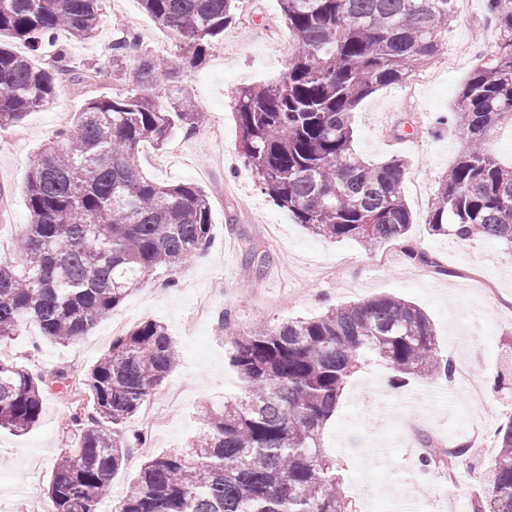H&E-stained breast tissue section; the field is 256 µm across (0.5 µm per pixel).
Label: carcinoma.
Returning <instances> with one entry per match:
<instances>
[{
  "instance_id": "obj_1",
  "label": "carcinoma",
  "mask_w": 512,
  "mask_h": 512,
  "mask_svg": "<svg viewBox=\"0 0 512 512\" xmlns=\"http://www.w3.org/2000/svg\"><path fill=\"white\" fill-rule=\"evenodd\" d=\"M103 2L0 0V130L52 106L59 85L75 79L66 55L51 69L34 56L60 33L93 39ZM140 3L176 51L144 53L128 88L88 99L37 154L26 186L30 223L13 260L0 261V345L29 323L52 342L77 340L148 276L185 264L210 244L208 194L192 183L155 181L140 170L139 153L145 143L162 148L174 132L194 133L203 123L184 79L237 22L238 0ZM278 4L290 65L280 78L235 92L244 164L261 191L315 236L369 248L405 238L412 226L405 162L363 161L352 148L351 114L439 53L457 18L455 0ZM486 11L498 42L459 92L452 121L463 146L425 223L438 234L486 237L512 251V165H500L489 149L494 130L512 125V0H486ZM15 41L30 54L15 51ZM138 48L135 31L119 32L112 67ZM230 341L241 395L204 416V430L187 450L147 460L116 512H353L336 460L323 452V430L348 379L373 361L395 386L454 374L424 311L390 295ZM177 361L156 320L112 339L83 379L95 414L52 470L50 512H98L129 453L120 427ZM43 382L0 360V427L25 432L39 422ZM498 437L487 493L471 502V512H512V419ZM419 441L433 449L419 459L425 470L437 460L457 464L468 448H438L427 434Z\"/></svg>"
}]
</instances>
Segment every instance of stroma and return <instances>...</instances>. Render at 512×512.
I'll use <instances>...</instances> for the list:
<instances>
[{
    "instance_id": "35a3bbf8",
    "label": "stroma",
    "mask_w": 512,
    "mask_h": 512,
    "mask_svg": "<svg viewBox=\"0 0 512 512\" xmlns=\"http://www.w3.org/2000/svg\"><path fill=\"white\" fill-rule=\"evenodd\" d=\"M133 28L142 50L158 54L173 50L170 37L146 16L139 0H106L99 31L87 43L66 42L76 72L107 64L112 39L121 29ZM497 40L484 0H469L466 20H455L448 30L450 46L465 43L474 52L487 51ZM290 43L277 0H253L249 16L241 18L215 42L205 62L188 77L189 88L207 123L221 127L217 139L176 132L162 150L165 166L142 162L143 171L162 183H193L208 194L212 206L209 248L180 268L158 271L129 296L112 315L79 340L57 344L43 339L35 325L0 346V358L47 377L39 422L26 433L0 428V512H33L47 505L45 492L58 457L73 448L79 428L76 418L94 412L93 400L82 384L87 369L109 348L118 329H130L152 318L163 322L176 347L179 363L163 383L176 401L165 408L167 432L158 435L144 413H136L122 427L125 436H141L123 470L113 479L99 512H114L120 493L132 481L147 457L187 447L202 430L206 409L223 406L240 394L242 382L231 363L230 336L248 334L257 322L279 324L295 318H313L340 305L389 294L422 308L433 322L440 349L464 371L454 383L411 381L395 389L388 371L377 364L361 369L349 381L340 405L327 425L324 446L338 459L343 488L358 512H391L384 489H393L422 504V512H448L416 456L407 447L395 416L415 413L423 397L438 410L421 422L424 432L442 445L488 434L486 447L472 448L460 465L455 490L464 501L485 494L484 474L498 452L497 430L512 417V388L491 386L481 400L469 401L468 375L494 377L496 370L512 371V313L497 312L477 291L459 288L458 273L477 265L503 287L512 302V252L497 242L430 234L425 224L427 203L416 200L411 188L403 195L413 214L408 235L385 245V267L376 254L350 241H332L310 234L293 222L287 211L259 188L237 151L239 129L232 116L237 88L260 85L288 68ZM443 50L425 67L435 81L416 86L417 111L401 103L404 86L377 90L353 111L354 148L367 162L379 163L403 156L409 169H421L428 194L457 158L461 138L453 126L436 125V115L451 112L458 92L474 64L461 62L448 70ZM136 58L114 72L111 82L91 85L71 82L58 88L55 108L30 113L22 123L0 131V240L13 244L26 230L29 211L26 174L39 149L61 127V115H72L93 96L128 87ZM258 244L264 264L247 262L245 249ZM433 257L436 267L410 259L409 251ZM345 266L342 276L323 275L332 264ZM222 279L224 293L212 301L208 316L195 331L183 324L198 295L214 279ZM224 333H217L218 319ZM69 377L72 391H62L50 380L52 372ZM388 444L386 454L375 451L376 441Z\"/></svg>"
}]
</instances>
